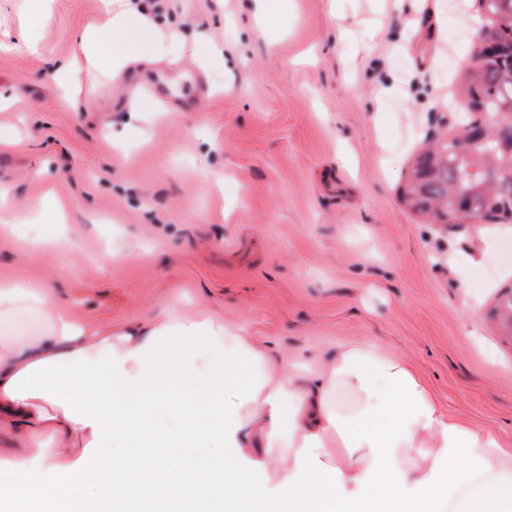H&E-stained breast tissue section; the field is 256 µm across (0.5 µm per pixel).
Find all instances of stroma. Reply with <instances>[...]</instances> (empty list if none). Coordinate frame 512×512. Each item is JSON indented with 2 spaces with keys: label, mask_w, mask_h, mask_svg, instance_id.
Listing matches in <instances>:
<instances>
[{
  "label": "stroma",
  "mask_w": 512,
  "mask_h": 512,
  "mask_svg": "<svg viewBox=\"0 0 512 512\" xmlns=\"http://www.w3.org/2000/svg\"><path fill=\"white\" fill-rule=\"evenodd\" d=\"M0 0V279H56L91 324L209 312L318 366L369 343L407 359L451 416L512 448V338L487 316L512 286V224H428L398 187L445 131L475 0H148L174 34L117 78L56 73L102 0ZM148 104L131 117L129 109ZM80 247L28 252L47 192ZM120 252L107 262L108 252Z\"/></svg>",
  "instance_id": "obj_1"
}]
</instances>
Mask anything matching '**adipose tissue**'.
Listing matches in <instances>:
<instances>
[{"label": "adipose tissue", "mask_w": 512, "mask_h": 512, "mask_svg": "<svg viewBox=\"0 0 512 512\" xmlns=\"http://www.w3.org/2000/svg\"><path fill=\"white\" fill-rule=\"evenodd\" d=\"M107 14L80 50L118 75L144 20ZM20 310L43 327L0 339V512H512V448L381 348L285 372L209 313L86 325L53 280L0 281V316Z\"/></svg>", "instance_id": "adipose-tissue-1"}]
</instances>
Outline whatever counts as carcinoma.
I'll return each mask as SVG.
<instances>
[{
    "label": "carcinoma",
    "instance_id": "1",
    "mask_svg": "<svg viewBox=\"0 0 512 512\" xmlns=\"http://www.w3.org/2000/svg\"><path fill=\"white\" fill-rule=\"evenodd\" d=\"M478 8L488 47L482 64L458 78V129L448 143L417 154L398 190L406 209L425 219L436 203L447 201V210L434 214L439 224L459 219L464 200L487 219L512 220V122L498 113L512 108V0H478ZM493 317L512 336V291Z\"/></svg>",
    "mask_w": 512,
    "mask_h": 512
}]
</instances>
